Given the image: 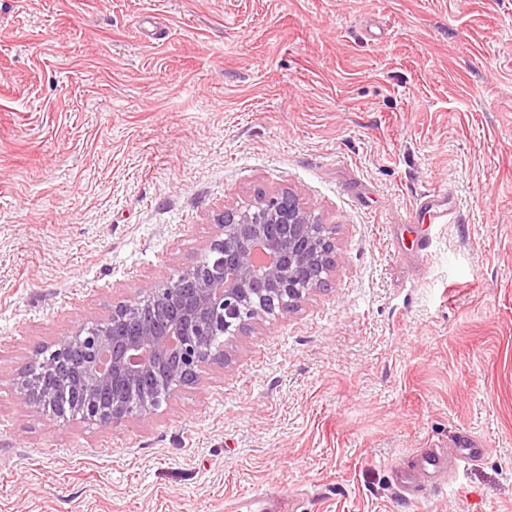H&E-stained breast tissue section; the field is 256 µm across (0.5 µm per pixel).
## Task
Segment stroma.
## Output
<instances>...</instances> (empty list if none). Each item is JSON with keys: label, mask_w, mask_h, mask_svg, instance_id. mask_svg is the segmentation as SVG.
Wrapping results in <instances>:
<instances>
[{"label": "stroma", "mask_w": 512, "mask_h": 512, "mask_svg": "<svg viewBox=\"0 0 512 512\" xmlns=\"http://www.w3.org/2000/svg\"><path fill=\"white\" fill-rule=\"evenodd\" d=\"M284 186L328 288L147 418L25 405L38 349ZM0 369V512H512V0H0ZM464 436L484 456L405 500ZM447 471L448 465L444 458L433 451L425 452L407 470L402 471V491H409L412 499L418 502L424 498L427 486L431 487L430 490H437L448 484Z\"/></svg>", "instance_id": "35a3bbf8"}]
</instances>
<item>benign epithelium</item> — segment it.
<instances>
[{"mask_svg":"<svg viewBox=\"0 0 512 512\" xmlns=\"http://www.w3.org/2000/svg\"><path fill=\"white\" fill-rule=\"evenodd\" d=\"M220 232L210 243V263L182 272L190 287L164 285L130 303L112 307L111 314L56 344L54 355L42 358L41 373L20 371L15 380L25 402L38 409L49 404L60 417L74 413V404H53L44 379L74 355L82 356L75 388L102 398L83 411L102 425L116 418H144L161 403L153 399L149 375L183 384L187 373L215 359L210 342L215 320L240 314L249 305L251 320H263L299 307L321 284L305 273L322 255L328 281L335 268L334 232L313 215L291 188L259 193L254 207H226L217 218ZM265 247L258 261L254 246ZM140 389L148 399L134 408L127 392Z\"/></svg>","mask_w":512,"mask_h":512,"instance_id":"benign-epithelium-1","label":"benign epithelium"}]
</instances>
